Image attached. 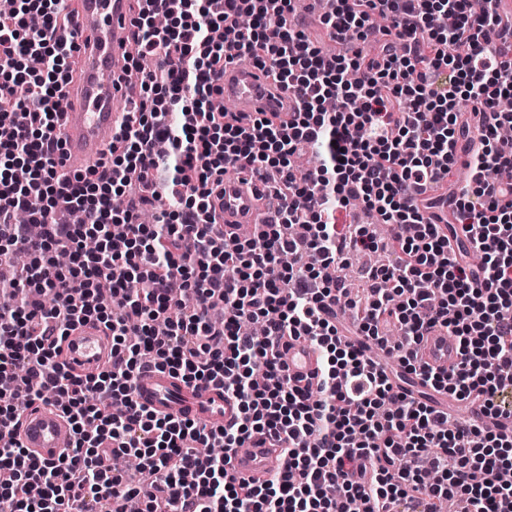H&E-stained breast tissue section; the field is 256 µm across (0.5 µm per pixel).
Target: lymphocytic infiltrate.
<instances>
[{
    "instance_id": "f902f5d3",
    "label": "lymphocytic infiltrate",
    "mask_w": 512,
    "mask_h": 512,
    "mask_svg": "<svg viewBox=\"0 0 512 512\" xmlns=\"http://www.w3.org/2000/svg\"><path fill=\"white\" fill-rule=\"evenodd\" d=\"M137 2L140 54L181 64L144 70L140 105L106 161L69 177L55 117L73 66L60 36L71 15L63 0H14L0 21V434L48 395L73 431L55 462L0 443V505L125 512L135 496L142 512H387L392 501L441 512L458 498L465 512H512L502 479L512 471V151L496 144L512 125L497 104L512 94V16L490 0H333L322 22L345 50L329 54L289 26L295 0ZM377 14L393 20L383 41ZM237 60L289 91V121L209 111L217 67ZM465 137L468 183L449 200L459 221L429 222L411 193L453 178ZM310 145L318 163L295 176L291 159ZM230 170L283 188L275 221L254 225L229 257L204 227L214 179ZM163 192L178 209L140 223ZM354 202L397 232L329 221ZM20 210L41 234L16 223ZM362 250L394 260L373 268L348 327L331 307L348 296L345 255ZM90 318L110 331L112 357L83 376L60 353ZM252 320L262 340L245 333ZM392 322L403 335L396 371L367 347L386 342ZM437 325L459 346L449 370L413 357ZM295 338L318 352L315 388L288 374ZM149 365L221 389L239 418L206 429L137 406ZM415 383L477 405L495 429L459 428L413 396ZM256 434L282 444L284 469L237 481L232 455ZM210 444L218 453H201ZM116 455L151 482L131 486Z\"/></svg>"
}]
</instances>
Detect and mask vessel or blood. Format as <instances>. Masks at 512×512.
Returning <instances> with one entry per match:
<instances>
[{"label":"vessel or blood","instance_id":"b4317fda","mask_svg":"<svg viewBox=\"0 0 512 512\" xmlns=\"http://www.w3.org/2000/svg\"><path fill=\"white\" fill-rule=\"evenodd\" d=\"M132 18L130 0H79L75 7L78 68L68 85L69 105L57 115L66 174L99 164L123 125L129 109L127 88L136 79L125 69L131 52ZM217 84L235 114L289 110L287 95L271 77L251 65H225ZM210 202L218 229L228 235L237 233L240 225L258 224L267 218L262 199L231 171L215 184ZM111 353L112 339L107 329L94 320L76 326L64 342L69 368L81 375L97 373ZM418 357L429 366L449 369L457 363L459 354L453 337L444 329L434 328L423 336ZM286 361L297 384L314 385L317 353L311 345L290 341ZM135 400L157 414L188 419L208 428L223 425L237 413L233 400L220 390L192 387L152 368L141 371ZM11 435L30 455L44 461L59 460L71 448L69 422L50 400L26 405ZM282 465L278 441L257 435L236 451L230 471L236 479L249 480Z\"/></svg>","mask_w":512,"mask_h":512}]
</instances>
